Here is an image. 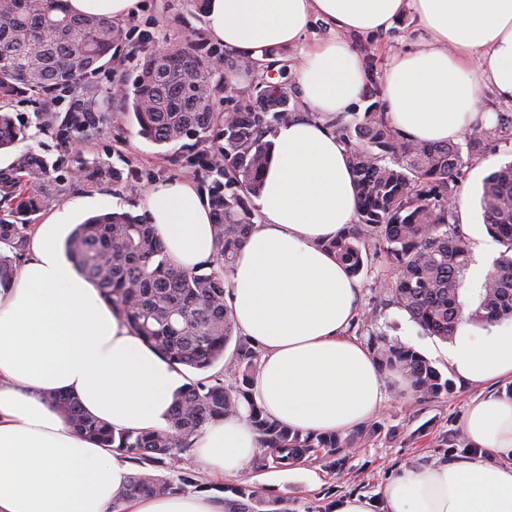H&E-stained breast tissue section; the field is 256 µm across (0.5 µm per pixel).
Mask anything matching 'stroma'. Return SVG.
I'll return each instance as SVG.
<instances>
[{"instance_id":"35a3bbf8","label":"stroma","mask_w":512,"mask_h":512,"mask_svg":"<svg viewBox=\"0 0 512 512\" xmlns=\"http://www.w3.org/2000/svg\"><path fill=\"white\" fill-rule=\"evenodd\" d=\"M135 14L139 28L148 33L151 48L181 41L189 33L202 36L208 45L217 43L206 29L203 12L192 0H138ZM421 36L416 21L407 15L378 35L356 40L355 45L358 52L368 53L372 75L377 78L394 52L414 46ZM41 107L42 97L36 93L7 106L17 122L27 124L29 144L56 163L51 172L54 197L46 211L36 215V223H43L49 213L64 208L74 225L104 210L143 213L149 188L181 174L169 163L164 148L137 136L135 125L118 106L109 112L99 133L74 132L67 158H60L54 137L35 123ZM487 142L489 149L483 156L468 160L459 185L469 195L463 227L473 246L486 232L479 206L482 181L492 170L512 161V138L492 131ZM98 158L123 171L136 172V179L118 187L74 179L75 169ZM393 275L378 256L371 257L358 275L359 314L351 336L365 345L378 336L398 340L425 355L441 373H448L446 343L424 334L405 311L392 304L384 283ZM385 384L388 399L364 422V433L354 447L333 453L310 451L300 470L281 471L271 457L260 452L238 477L215 482L199 466L195 449L189 448L174 461L156 466L155 471L175 482L189 480L191 491L207 489L227 499L236 488L255 491L262 512H333L337 500L351 494L381 500L385 482L400 465L468 456V449L450 447L449 442L460 434L467 408L483 395V388L459 381L453 394L423 400L415 398L409 387L399 385L394 375H386Z\"/></svg>"}]
</instances>
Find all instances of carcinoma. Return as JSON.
<instances>
[{
  "instance_id": "carcinoma-1",
  "label": "carcinoma",
  "mask_w": 512,
  "mask_h": 512,
  "mask_svg": "<svg viewBox=\"0 0 512 512\" xmlns=\"http://www.w3.org/2000/svg\"><path fill=\"white\" fill-rule=\"evenodd\" d=\"M132 39L106 13L78 16L66 0H0V103L40 91L48 105L65 100L80 81L95 76L112 62L113 48ZM202 38L182 42L170 55H146L136 75L118 78L123 92L82 106L71 104L60 117L47 108L35 115L54 134L58 151L66 153L71 132L96 128L117 102L129 114L140 137L158 146H174L173 165L204 173L206 198L213 215L212 260L190 270L169 257L148 214L110 211L86 219L66 238L68 259L99 292L100 298L135 335L174 365L196 372L173 394L166 425L150 430H115L87 414L75 398L47 393L75 431L139 463L172 460L208 424L242 411L258 435L260 447L274 451L280 467L313 448L333 450L334 435L303 433L270 419L250 397L251 369L257 347L234 338L233 311L224 294L227 273L249 230L258 219L254 199L263 188L261 173L272 146L267 137L294 111L285 82L290 59L278 51L260 54L224 53ZM268 58L278 77L247 91L237 110L224 114L217 135V155L204 149L213 130L210 99L228 84V75L241 71L252 58ZM193 86L194 93L186 92ZM349 150L356 176L357 220L327 243L351 274H360L370 254L384 258L395 271L387 284L392 302L425 333L453 339L467 320L489 325L512 320V162L483 181L481 209L488 231L501 245L499 257L481 285L478 302L464 310L460 301L470 264L469 242L454 204L464 160L457 143L416 142L395 130L383 103L376 101L358 118L355 113L331 122ZM28 139L27 128L0 113V150H11ZM485 133L474 124L466 135L468 155L486 149ZM50 163L23 149L0 169V244L11 255H0V285L18 275L25 263L32 217L52 196ZM80 180L118 184L123 172L106 161L82 169ZM236 340L232 356L225 349ZM381 370L406 378L421 399L453 390V383L414 348L378 337L371 343ZM234 377L224 385L206 375L219 362ZM166 477L141 470L128 478L127 495L161 496L173 492Z\"/></svg>"
}]
</instances>
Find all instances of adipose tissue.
Listing matches in <instances>:
<instances>
[{
    "instance_id": "ef3b65f1",
    "label": "adipose tissue",
    "mask_w": 512,
    "mask_h": 512,
    "mask_svg": "<svg viewBox=\"0 0 512 512\" xmlns=\"http://www.w3.org/2000/svg\"><path fill=\"white\" fill-rule=\"evenodd\" d=\"M412 15L423 44L394 54L383 99L397 129L428 143L460 140L490 85L512 102V0H210L205 19L225 48L251 53L301 43L321 19L334 37L314 43L297 71L309 116L275 130L255 204L259 218L238 251L225 299L239 335L262 356L251 387L270 418L304 432L338 434L384 404L383 374L347 329L359 287L325 243L357 215L355 175L330 128L365 89L354 40ZM172 260L190 269L212 255L205 195L189 177L156 183L146 198ZM67 211L34 227L27 260L0 286V512H220L210 493L127 497V460L77 433L43 396L71 395L117 430L164 426L178 366L158 357L63 258ZM453 372L474 386L512 380V328L457 327ZM483 460L399 467L386 512H512V397L472 401L462 421ZM196 455L215 479L241 474L259 449L246 415L207 426Z\"/></svg>"
}]
</instances>
